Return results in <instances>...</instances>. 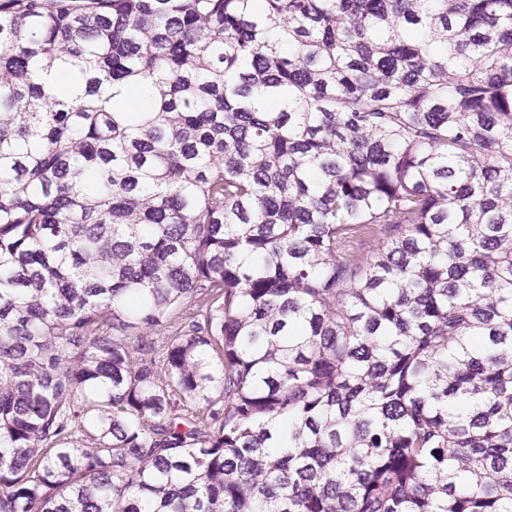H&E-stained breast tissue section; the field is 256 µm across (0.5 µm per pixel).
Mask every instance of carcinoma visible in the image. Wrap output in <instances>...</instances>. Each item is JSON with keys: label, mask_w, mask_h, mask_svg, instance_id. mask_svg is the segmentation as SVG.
I'll return each instance as SVG.
<instances>
[{"label": "carcinoma", "mask_w": 512, "mask_h": 512, "mask_svg": "<svg viewBox=\"0 0 512 512\" xmlns=\"http://www.w3.org/2000/svg\"><path fill=\"white\" fill-rule=\"evenodd\" d=\"M0 512H512V0H0Z\"/></svg>", "instance_id": "1"}]
</instances>
